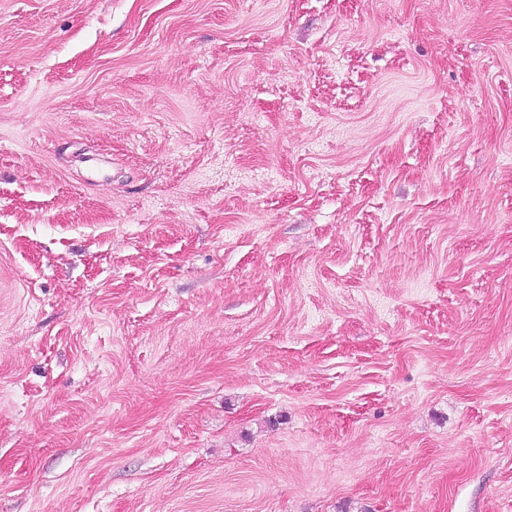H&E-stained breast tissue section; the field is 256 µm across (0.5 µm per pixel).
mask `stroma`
I'll list each match as a JSON object with an SVG mask.
<instances>
[{
    "label": "stroma",
    "mask_w": 512,
    "mask_h": 512,
    "mask_svg": "<svg viewBox=\"0 0 512 512\" xmlns=\"http://www.w3.org/2000/svg\"><path fill=\"white\" fill-rule=\"evenodd\" d=\"M0 512H512V0H0Z\"/></svg>",
    "instance_id": "1"
}]
</instances>
